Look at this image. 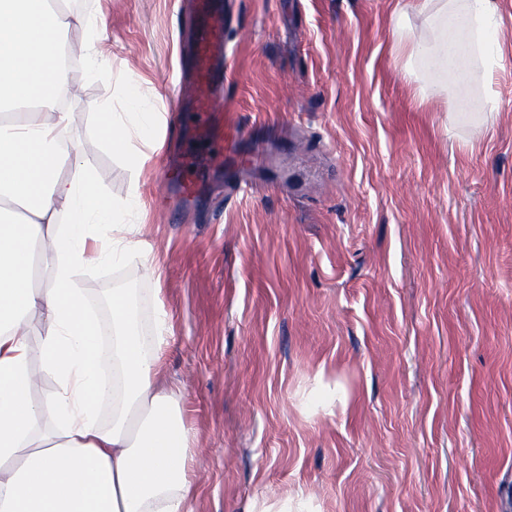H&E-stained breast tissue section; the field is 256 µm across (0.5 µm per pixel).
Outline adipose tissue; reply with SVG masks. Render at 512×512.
<instances>
[{"instance_id":"obj_1","label":"adipose tissue","mask_w":512,"mask_h":512,"mask_svg":"<svg viewBox=\"0 0 512 512\" xmlns=\"http://www.w3.org/2000/svg\"><path fill=\"white\" fill-rule=\"evenodd\" d=\"M416 9L446 24L433 51L449 78L464 76L496 0H417ZM71 19L62 0H0V512H194L189 433L174 397L155 386L164 329L142 333L119 293L102 323L80 286L85 268L129 247L93 174L61 171L73 93L56 53ZM36 275L46 287H32ZM37 324L56 382L39 405L27 397ZM114 398L121 408L102 422L99 408Z\"/></svg>"}]
</instances>
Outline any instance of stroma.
<instances>
[{"instance_id": "obj_1", "label": "stroma", "mask_w": 512, "mask_h": 512, "mask_svg": "<svg viewBox=\"0 0 512 512\" xmlns=\"http://www.w3.org/2000/svg\"><path fill=\"white\" fill-rule=\"evenodd\" d=\"M233 2L244 133L176 224L151 207L154 144L180 136L171 0H80L65 34L105 31L111 66L64 74L72 156L137 227L85 294L104 322L116 291L140 329L167 318L195 512H512V0L455 83L409 53L435 34L395 0ZM243 178L256 191L217 207Z\"/></svg>"}]
</instances>
